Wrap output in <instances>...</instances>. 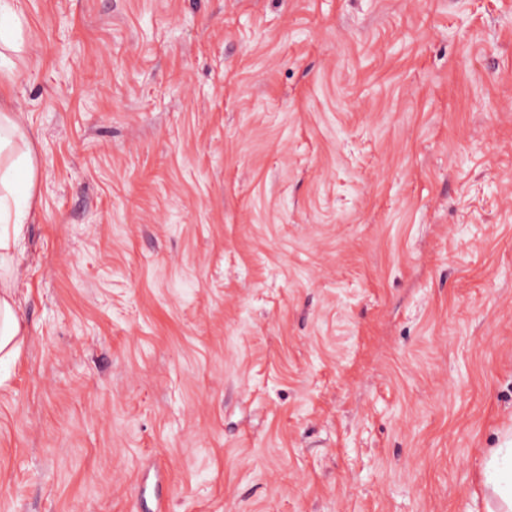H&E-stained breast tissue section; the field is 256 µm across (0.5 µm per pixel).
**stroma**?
<instances>
[{"label": "stroma", "mask_w": 512, "mask_h": 512, "mask_svg": "<svg viewBox=\"0 0 512 512\" xmlns=\"http://www.w3.org/2000/svg\"><path fill=\"white\" fill-rule=\"evenodd\" d=\"M8 2L0 512H487L512 0ZM21 44L14 35L13 20L10 13L5 11L4 6L0 5V67H6V76H11L17 63L12 58H19ZM39 165L17 112L0 108V363L25 342L14 274L15 251L32 207Z\"/></svg>", "instance_id": "obj_1"}]
</instances>
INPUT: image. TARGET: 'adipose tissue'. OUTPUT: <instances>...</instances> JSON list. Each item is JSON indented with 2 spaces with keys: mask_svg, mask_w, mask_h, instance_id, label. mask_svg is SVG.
I'll return each instance as SVG.
<instances>
[{
  "mask_svg": "<svg viewBox=\"0 0 512 512\" xmlns=\"http://www.w3.org/2000/svg\"><path fill=\"white\" fill-rule=\"evenodd\" d=\"M39 165L17 113L0 108V363L25 342L14 257L32 207ZM485 484L499 512H512V448L497 449L485 466Z\"/></svg>",
  "mask_w": 512,
  "mask_h": 512,
  "instance_id": "adipose-tissue-1",
  "label": "adipose tissue"
}]
</instances>
